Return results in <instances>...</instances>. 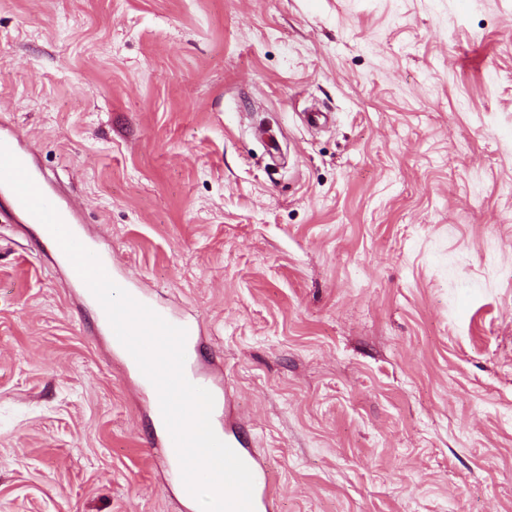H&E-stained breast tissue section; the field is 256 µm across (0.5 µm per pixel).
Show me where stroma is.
Wrapping results in <instances>:
<instances>
[{"label": "stroma", "instance_id": "stroma-1", "mask_svg": "<svg viewBox=\"0 0 512 512\" xmlns=\"http://www.w3.org/2000/svg\"><path fill=\"white\" fill-rule=\"evenodd\" d=\"M0 127L197 318L278 512H512V0H0ZM67 279L0 217V512H184Z\"/></svg>", "mask_w": 512, "mask_h": 512}]
</instances>
